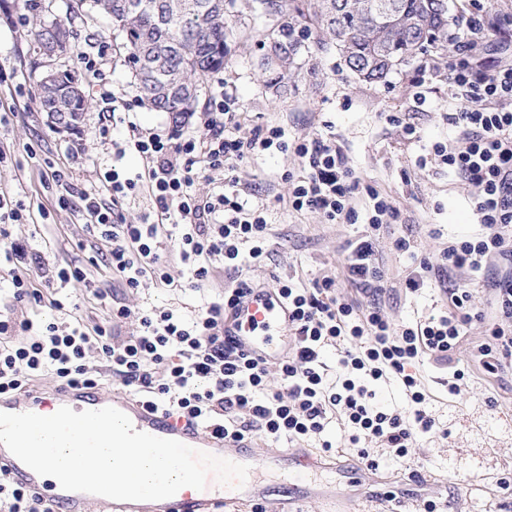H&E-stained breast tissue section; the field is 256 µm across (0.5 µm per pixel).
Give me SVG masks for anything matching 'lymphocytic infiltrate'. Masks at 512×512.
<instances>
[{
  "instance_id": "f902f5d3",
  "label": "lymphocytic infiltrate",
  "mask_w": 512,
  "mask_h": 512,
  "mask_svg": "<svg viewBox=\"0 0 512 512\" xmlns=\"http://www.w3.org/2000/svg\"><path fill=\"white\" fill-rule=\"evenodd\" d=\"M488 15L484 0H473L464 19L467 38L459 45L461 56L448 66V81L455 91L448 122L460 136L432 144L415 161L421 168L438 162L469 187L483 231L450 242L436 261H421L406 279L413 293L437 269L478 272L492 255L512 266V61L483 69L468 55L476 40L498 36L500 26L489 23ZM111 55L110 45L99 43L96 53L80 54L75 71L95 92L105 113L111 112L115 101L102 78ZM239 109L233 96L212 92L206 107L209 133L203 138L177 129L163 137L130 126L129 141L144 168L132 178L115 169L106 171L111 201L75 190L69 173L61 169L49 168L44 184L61 187L58 206L78 209L90 236L111 241L108 264L132 290L147 276L169 283L159 249L170 235L167 220L176 219L181 229L179 258L190 271L191 287L198 288L209 282L214 258L232 266L244 254L257 263L267 256V221L234 189L238 164L273 150L293 153L304 174L292 183L288 197L292 211L317 213L331 224H368L369 233L345 248L344 275L351 285L371 292L373 301H338L330 279L313 281L308 287L292 280L279 283L276 294L290 310L294 345L279 361L280 388L270 391L265 383L266 361L239 351L224 333L227 314L250 289V282L225 291L221 300L211 302L194 319L170 311L144 313L136 334L117 336L111 320L129 317V309L109 310L106 319L89 328L74 316L79 308L76 298H44L15 274L11 277L15 302H45L55 311L72 313L73 319L65 327L55 321L0 319V394L24 393L34 378L45 373L62 385L98 386V377L90 375L85 364L88 352L94 350L147 406L184 417L226 441L242 443L256 432L272 442L301 440L322 433L329 411L338 407L354 428L351 443L364 436L380 438L396 456H406L415 436L434 425L422 407L425 396L410 366L425 356L448 363V392L456 394L464 373L454 366V353L465 325L484 320L485 315L473 307L469 289L458 285L448 291L447 311L395 329L376 299L382 291L377 242L383 226L398 220V208L354 176L335 140L316 134L289 141L282 127L275 125L245 130ZM203 173L222 175L224 190L198 195L193 186ZM140 188L153 198L156 218L124 223L113 203ZM489 287L497 321L489 327L491 342L481 344L479 352L482 368L495 375L512 363V333L503 327L512 321V275L492 279ZM19 330L32 332V339L11 343ZM341 338L349 346L336 369H328L323 349ZM331 373L336 376L332 383L327 380ZM387 374L401 378L411 402L409 411L373 409L371 384Z\"/></svg>"
}]
</instances>
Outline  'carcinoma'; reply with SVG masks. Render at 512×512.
<instances>
[{
  "instance_id": "obj_1",
  "label": "carcinoma",
  "mask_w": 512,
  "mask_h": 512,
  "mask_svg": "<svg viewBox=\"0 0 512 512\" xmlns=\"http://www.w3.org/2000/svg\"><path fill=\"white\" fill-rule=\"evenodd\" d=\"M374 0H259L271 26L260 43L259 66L275 89L300 69L298 60L312 47L336 51L363 80L379 83L419 55L451 52L461 27L449 14L448 0H391L395 13L374 12ZM108 15L121 42L112 46L138 82L141 102L165 112L176 125L195 111L205 82L224 71L231 53L225 17L237 0H78ZM71 38L70 21L48 23L35 17L32 32L39 50L55 33ZM40 110L52 122L75 128L90 100L70 74L50 75L40 86Z\"/></svg>"
}]
</instances>
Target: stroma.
<instances>
[{
    "mask_svg": "<svg viewBox=\"0 0 512 512\" xmlns=\"http://www.w3.org/2000/svg\"><path fill=\"white\" fill-rule=\"evenodd\" d=\"M255 7V0H238L235 12L227 15L231 53L221 79H209L206 90L224 83L239 102L243 126L278 125L290 140L314 133L335 137L361 183L389 196L401 213L378 241L386 317L402 326L445 311L448 296L436 281L415 294L406 290L405 281L420 260L436 259L449 240L480 230L467 187L447 168L421 169L415 164L431 144L457 135L447 119L454 104L447 60L424 56L392 72L386 82L369 83L347 69L336 52H317L306 58L287 90L278 92L266 86L259 68V41L266 23ZM22 12V0H0V63L18 70L16 78L0 87V113L11 115L9 123L0 125V146L7 152L0 162V192L22 201L35 215L34 223L13 224L9 231L41 256L43 269L27 270L25 276L29 287L44 292V269L89 266V257L111 247L88 234L81 213L58 207L57 190L42 184L46 163L70 166L78 188L101 193L107 170L115 168L131 177L143 168L139 154L126 146L129 124L161 135L171 132L174 124L168 114L137 105L136 81L116 57L104 70L117 99L109 139L100 138L103 119L94 105L84 112L79 128H57L39 108L40 81L51 71L74 72L79 52L102 41L115 42L117 33L106 17L84 10L74 19L77 37L67 52L49 58L39 52L29 27L19 25ZM390 112L402 113L415 125V139H406L400 126L387 122ZM288 172L298 177L303 170L292 154L277 151L245 159L236 171L242 198L267 209L268 256L263 262H246L234 270L226 268L223 259H214L208 285L193 288L178 246L169 239L161 257L171 285L147 277L133 291L105 264L89 267L92 288L80 283L67 288L79 299V317L91 326L108 309L127 307L131 317L113 319L112 327L128 336L138 329L137 313L164 310L190 319L241 279L273 289L288 277L304 285L329 277L336 283L339 301H364V294L345 280L343 266L345 245L364 234L365 225L329 224L316 213L289 211L290 185L284 178ZM401 237L409 240V250L396 249L394 241ZM486 329V323L478 321L464 328L454 355L466 372L458 394H449L443 384L446 369L427 359L412 366L425 395L423 408L434 426L415 437L407 456H395L377 438L365 437L352 445L347 415L340 409L330 411L324 433L290 443L321 461V468L301 486L288 469L263 475L269 489L265 512H276L283 496L291 512H421L429 500L439 512H512V490L503 484L512 479V368L496 375L482 369L476 350L487 340ZM326 440L333 443L328 452L322 448ZM361 447L377 469L362 465L357 456ZM389 491L395 492V500H386Z\"/></svg>",
    "mask_w": 512,
    "mask_h": 512,
    "instance_id": "1",
    "label": "stroma"
}]
</instances>
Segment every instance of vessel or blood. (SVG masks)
Returning a JSON list of instances; mask_svg holds the SVG:
<instances>
[{
  "label": "vessel or blood",
  "instance_id": "1",
  "mask_svg": "<svg viewBox=\"0 0 512 512\" xmlns=\"http://www.w3.org/2000/svg\"><path fill=\"white\" fill-rule=\"evenodd\" d=\"M224 332L236 337L238 347L244 353H255L268 360L282 358L288 351V309L266 288L250 289L229 315ZM72 405L81 411L115 407L130 418L137 431L177 440L196 450L249 467L247 480L239 488L222 485L216 477L211 476L204 490L185 487L163 500L115 501L111 504L112 512H211L212 507L217 505L228 508L229 512H236L239 505L264 497L265 490L256 478L258 470H278L293 459L297 462L294 477L296 481L303 482L314 467L313 459L292 457L285 449L268 452L260 460L255 459L251 448L229 449L223 437L150 408L123 391L105 397L93 389L64 385L50 392L36 386L24 395H0V411L9 413L39 414ZM0 470L13 482L40 495L51 504L54 512H93L100 501L99 496L94 494L64 490L58 481L38 475L1 444Z\"/></svg>",
  "mask_w": 512,
  "mask_h": 512
}]
</instances>
